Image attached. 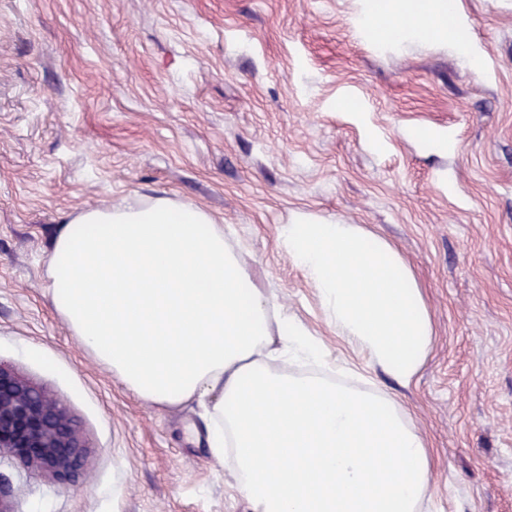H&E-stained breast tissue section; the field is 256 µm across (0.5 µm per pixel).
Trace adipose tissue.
Segmentation results:
<instances>
[{"label":"adipose tissue","instance_id":"1","mask_svg":"<svg viewBox=\"0 0 512 512\" xmlns=\"http://www.w3.org/2000/svg\"><path fill=\"white\" fill-rule=\"evenodd\" d=\"M459 0H367L360 29L479 59L455 22ZM283 250L325 322L372 369L410 387L431 319L410 268L357 224L305 216ZM58 318L139 398L200 405L215 459L231 455L251 512H421L433 458L386 394L350 382L348 363L258 288L203 208L158 197L66 215L46 261Z\"/></svg>","mask_w":512,"mask_h":512}]
</instances>
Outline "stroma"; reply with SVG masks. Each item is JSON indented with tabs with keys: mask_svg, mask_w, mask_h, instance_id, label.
<instances>
[{
	"mask_svg": "<svg viewBox=\"0 0 512 512\" xmlns=\"http://www.w3.org/2000/svg\"><path fill=\"white\" fill-rule=\"evenodd\" d=\"M364 0H0V363L62 402L74 482L0 457L12 512H249L201 410L126 390L55 315L60 217L162 196L203 207L259 287L337 356L278 242L294 214L395 246L433 343L406 407L435 457L432 512H512V0H461L480 70L357 28ZM350 99L349 112L339 106ZM447 133L448 151L413 138Z\"/></svg>",
	"mask_w": 512,
	"mask_h": 512,
	"instance_id": "35a3bbf8",
	"label": "stroma"
}]
</instances>
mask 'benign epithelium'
Wrapping results in <instances>:
<instances>
[{
  "label": "benign epithelium",
  "instance_id": "benign-epithelium-1",
  "mask_svg": "<svg viewBox=\"0 0 512 512\" xmlns=\"http://www.w3.org/2000/svg\"><path fill=\"white\" fill-rule=\"evenodd\" d=\"M68 481L87 456V444L65 407L0 365V455Z\"/></svg>",
  "mask_w": 512,
  "mask_h": 512
}]
</instances>
